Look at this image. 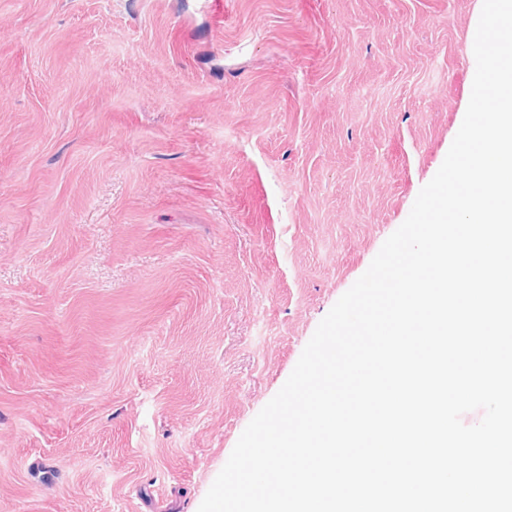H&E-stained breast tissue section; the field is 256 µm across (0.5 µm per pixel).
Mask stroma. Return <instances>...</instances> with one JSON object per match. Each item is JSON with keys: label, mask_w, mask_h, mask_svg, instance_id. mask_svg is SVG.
<instances>
[{"label": "stroma", "mask_w": 512, "mask_h": 512, "mask_svg": "<svg viewBox=\"0 0 512 512\" xmlns=\"http://www.w3.org/2000/svg\"><path fill=\"white\" fill-rule=\"evenodd\" d=\"M0 0V512H198L463 122L483 0Z\"/></svg>", "instance_id": "stroma-1"}]
</instances>
